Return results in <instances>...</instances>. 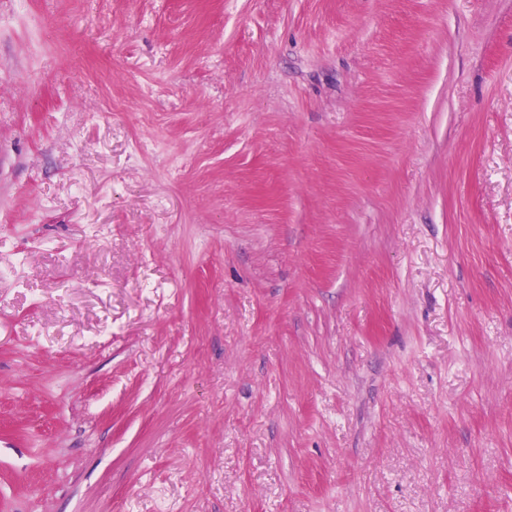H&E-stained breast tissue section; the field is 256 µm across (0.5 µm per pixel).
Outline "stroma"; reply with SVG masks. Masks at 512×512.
Here are the masks:
<instances>
[{
    "label": "stroma",
    "instance_id": "obj_1",
    "mask_svg": "<svg viewBox=\"0 0 512 512\" xmlns=\"http://www.w3.org/2000/svg\"><path fill=\"white\" fill-rule=\"evenodd\" d=\"M0 512H512V0H0Z\"/></svg>",
    "mask_w": 512,
    "mask_h": 512
}]
</instances>
